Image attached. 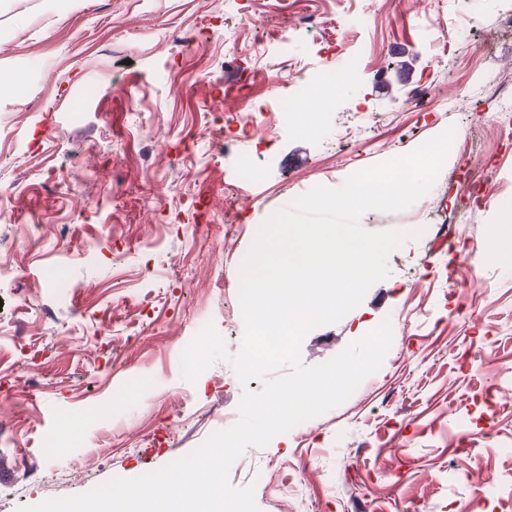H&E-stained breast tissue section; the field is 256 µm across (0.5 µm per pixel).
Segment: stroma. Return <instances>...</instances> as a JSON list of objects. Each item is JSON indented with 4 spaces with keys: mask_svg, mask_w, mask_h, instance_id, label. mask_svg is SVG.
Instances as JSON below:
<instances>
[{
    "mask_svg": "<svg viewBox=\"0 0 512 512\" xmlns=\"http://www.w3.org/2000/svg\"><path fill=\"white\" fill-rule=\"evenodd\" d=\"M506 4L0 0V81H22L0 90V251L21 273L0 281V512L138 477L223 429L263 380L241 384L221 360L191 383L177 353L206 322L239 351V259L258 227L451 126L482 152L450 147L427 195L363 215L366 230L422 235L300 346L318 365L387 318L398 339L380 369L312 426L247 448L230 482L263 468L260 512H501L456 474L512 470V258H482L512 220V141L489 89L512 87V41L497 35ZM478 41L492 53L474 54ZM336 70L345 77L305 114L306 133L251 110L269 77L289 93ZM241 154L258 178L240 179ZM480 176L493 191L465 213ZM116 386L127 393L112 405ZM67 421V450L44 452ZM298 468L302 487H283Z\"/></svg>",
    "mask_w": 512,
    "mask_h": 512,
    "instance_id": "stroma-1",
    "label": "stroma"
}]
</instances>
